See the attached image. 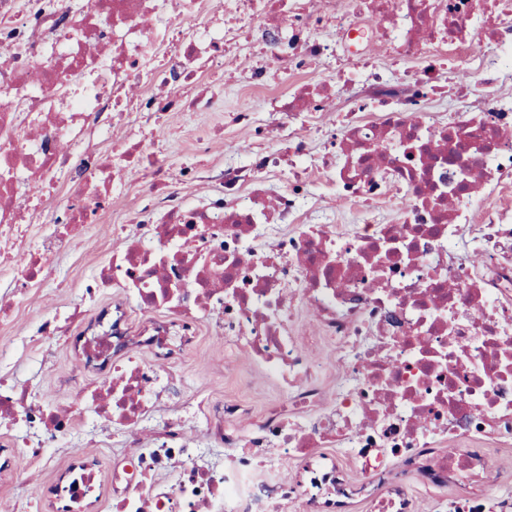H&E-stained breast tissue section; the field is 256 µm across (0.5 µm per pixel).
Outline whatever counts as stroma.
<instances>
[{"label": "stroma", "mask_w": 512, "mask_h": 512, "mask_svg": "<svg viewBox=\"0 0 512 512\" xmlns=\"http://www.w3.org/2000/svg\"><path fill=\"white\" fill-rule=\"evenodd\" d=\"M252 60L249 49H240L232 66L227 67L224 73L214 74V81L224 84V97L215 110L166 113L162 119L166 134L160 139L155 138L151 127L145 125L137 113H129L122 123L113 126L108 139L101 144L102 151H110L113 141L123 139L156 144L165 158L166 178L173 184L177 183L182 167L197 164L203 171L202 179L182 186L181 191L188 200L199 199L212 188L210 176L223 167L225 156H242L255 147L246 130L231 124L234 112L247 106L258 110L264 107L263 92L247 90L237 84L239 70L248 67ZM206 135L211 138L209 149L206 153H197L196 142ZM123 179L125 187L122 194L108 197L106 207L100 213V223L84 224L79 244L65 246L57 252L54 267L58 280H64V287H56L55 282H51L31 290L24 305L11 311L9 323L0 326V344L8 342L24 324L40 322L58 306L75 309L84 321L92 317L93 308L82 302L84 284L111 258L116 242L113 226L125 223L128 214L140 206L150 190L149 177L144 176L137 166L127 167ZM73 355L71 343L64 340L38 343L25 351L8 355L5 361L0 362V369L28 392L42 396L66 411L79 388L94 386L97 381L96 375L76 374ZM168 371L181 397L176 400L168 392H161L153 419L133 426L141 436H149L162 421L176 418L180 413L179 402L183 399L197 396L214 402L241 399L258 416L286 396L285 390L256 361L246 357L235 346L217 340L211 325L205 321L198 327L194 347L169 364ZM75 447L94 457L107 473L126 451L121 431L87 424L72 439L46 448L42 461L23 462L21 481L7 479L0 482V512H27L28 491L33 485L40 489L43 501H50L54 480L70 463L71 450Z\"/></svg>", "instance_id": "obj_1"}]
</instances>
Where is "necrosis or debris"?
I'll use <instances>...</instances> for the list:
<instances>
[{
  "label": "necrosis or debris",
  "instance_id": "obj_1",
  "mask_svg": "<svg viewBox=\"0 0 512 512\" xmlns=\"http://www.w3.org/2000/svg\"><path fill=\"white\" fill-rule=\"evenodd\" d=\"M0 0V266L24 289L46 280L55 251L75 240L103 195L122 193L116 160L96 149L122 105L149 117L193 95L203 73L250 43L269 55L243 82L264 92L265 113L242 109L252 137L278 148L224 159L220 186L187 203L175 186L147 196L133 214L141 229L116 249L84 296L112 286L119 296L81 333L77 369L101 371L69 412L0 375V474L22 479L23 461L73 435L79 419L122 428L150 415L169 379L167 361L189 349L193 328L210 321L219 338L277 378L285 402L252 420L243 401L197 402L131 453L112 477L114 512H414L413 487L440 490L433 512H512V498L486 488L488 444L512 442V0ZM332 40L316 38L323 25ZM489 31L487 43L474 39ZM107 45L111 58L94 54ZM374 47L392 60L418 59L408 79L379 72ZM339 57L335 81H310L317 62ZM456 76L459 108L437 120L430 105ZM359 84L348 121L324 144L336 156L320 178L284 169L305 157L319 114L340 90ZM484 88L474 108L473 85ZM287 116L272 126L268 115ZM83 201L64 237L34 241L24 218L57 195L62 176ZM351 204L362 222L339 231L315 203L317 180ZM491 200L483 217L474 204ZM399 221L382 223L390 202ZM134 294L149 316L133 324ZM317 332L296 327L292 300ZM163 318H153L157 308ZM330 341L344 376L334 408L308 347ZM151 360H142V353ZM204 436L223 449L205 462ZM303 458L291 480L268 478L269 448ZM361 472L350 485L345 463ZM65 512L102 501L96 463L74 451L57 476Z\"/></svg>",
  "mask_w": 512,
  "mask_h": 512
}]
</instances>
